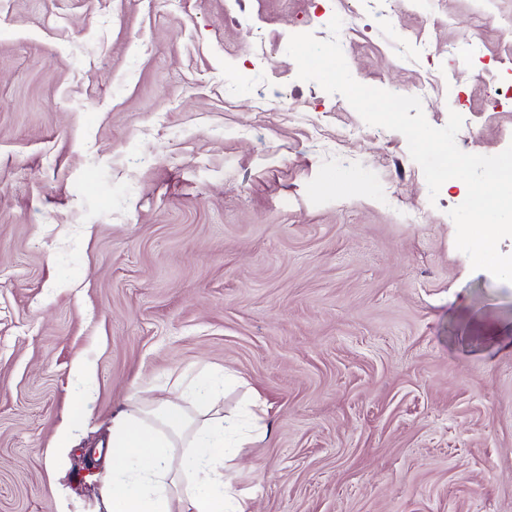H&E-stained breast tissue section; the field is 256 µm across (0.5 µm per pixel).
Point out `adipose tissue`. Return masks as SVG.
Instances as JSON below:
<instances>
[{
    "instance_id": "1",
    "label": "adipose tissue",
    "mask_w": 512,
    "mask_h": 512,
    "mask_svg": "<svg viewBox=\"0 0 512 512\" xmlns=\"http://www.w3.org/2000/svg\"><path fill=\"white\" fill-rule=\"evenodd\" d=\"M175 400H150L134 390L112 420L110 474L100 495L106 512H251V498L224 474L226 440L262 441L269 428L254 416L238 436L218 400L223 377L204 372L180 383Z\"/></svg>"
}]
</instances>
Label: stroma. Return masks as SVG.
Segmentation results:
<instances>
[{"instance_id": "35a3bbf8", "label": "stroma", "mask_w": 512, "mask_h": 512, "mask_svg": "<svg viewBox=\"0 0 512 512\" xmlns=\"http://www.w3.org/2000/svg\"><path fill=\"white\" fill-rule=\"evenodd\" d=\"M336 15L367 86L456 47L428 122L512 144V0H0V512H104L114 414L205 369L266 405L226 471L252 512H512V283L456 249L459 187L298 79L290 36Z\"/></svg>"}]
</instances>
